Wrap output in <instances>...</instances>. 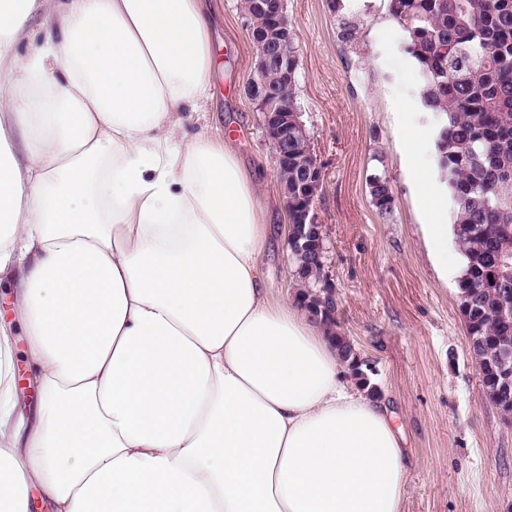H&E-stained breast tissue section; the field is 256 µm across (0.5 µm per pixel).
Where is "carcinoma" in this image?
Listing matches in <instances>:
<instances>
[{
  "label": "carcinoma",
  "instance_id": "1",
  "mask_svg": "<svg viewBox=\"0 0 512 512\" xmlns=\"http://www.w3.org/2000/svg\"><path fill=\"white\" fill-rule=\"evenodd\" d=\"M250 18L249 37L256 53L254 73L268 88L288 85L296 99L298 66L295 42H288V80L276 63L263 65L268 52L269 19L256 0H242ZM391 16L404 28L405 51L421 75L420 100L437 123L438 165L453 203V234L462 256L458 279L460 310L469 345L483 372L489 400L512 420V403L499 399L498 368L504 346L512 348V313H504L501 262L512 260V0H388ZM358 27L339 20L338 40L353 44ZM288 168L278 172L293 196L305 192L313 204L322 182L305 183L297 161L309 160L311 137L300 119L290 118ZM373 205L383 214L393 211L389 181L377 174L369 181ZM313 248L289 251L300 301L329 332L342 361L354 373L363 372L358 354L327 308L331 289Z\"/></svg>",
  "mask_w": 512,
  "mask_h": 512
}]
</instances>
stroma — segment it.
Listing matches in <instances>:
<instances>
[{"instance_id": "obj_1", "label": "stroma", "mask_w": 512, "mask_h": 512, "mask_svg": "<svg viewBox=\"0 0 512 512\" xmlns=\"http://www.w3.org/2000/svg\"><path fill=\"white\" fill-rule=\"evenodd\" d=\"M241 0H217L211 22V128L241 160L274 170L262 115L245 93L254 65ZM298 49L297 102L324 180L315 201L324 226V273L334 284L340 331L353 342L388 405L408 459L402 512H512V421L488 399L459 309L456 245L448 264L431 254L425 205L411 167L437 168L432 143L403 132L432 129L405 33L386 0H359L355 46L340 43L331 0H286ZM392 188V216L373 206L371 175ZM258 263L272 293L294 298L286 239Z\"/></svg>"}]
</instances>
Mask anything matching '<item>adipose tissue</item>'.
Masks as SVG:
<instances>
[{
  "label": "adipose tissue",
  "instance_id": "ef3b65f1",
  "mask_svg": "<svg viewBox=\"0 0 512 512\" xmlns=\"http://www.w3.org/2000/svg\"><path fill=\"white\" fill-rule=\"evenodd\" d=\"M212 65L204 0H0V512H401L392 412L273 296L257 176L185 122Z\"/></svg>",
  "mask_w": 512,
  "mask_h": 512
}]
</instances>
